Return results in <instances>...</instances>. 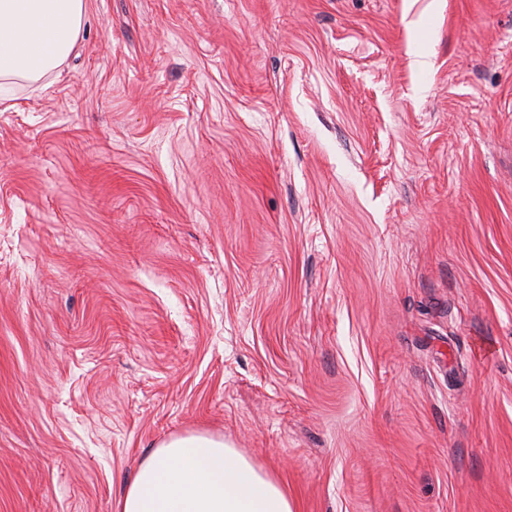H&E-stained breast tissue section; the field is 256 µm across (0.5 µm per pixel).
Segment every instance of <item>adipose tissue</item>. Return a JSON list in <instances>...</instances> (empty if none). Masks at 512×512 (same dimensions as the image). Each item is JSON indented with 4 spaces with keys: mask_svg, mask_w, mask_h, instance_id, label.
I'll return each instance as SVG.
<instances>
[{
    "mask_svg": "<svg viewBox=\"0 0 512 512\" xmlns=\"http://www.w3.org/2000/svg\"><path fill=\"white\" fill-rule=\"evenodd\" d=\"M85 0H0V80L37 81L69 55ZM120 512H294L287 491L208 434L161 441L140 463Z\"/></svg>",
    "mask_w": 512,
    "mask_h": 512,
    "instance_id": "obj_1",
    "label": "adipose tissue"
}]
</instances>
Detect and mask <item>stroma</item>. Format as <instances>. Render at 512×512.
Here are the masks:
<instances>
[{
	"label": "stroma",
	"instance_id": "obj_1",
	"mask_svg": "<svg viewBox=\"0 0 512 512\" xmlns=\"http://www.w3.org/2000/svg\"><path fill=\"white\" fill-rule=\"evenodd\" d=\"M199 432L295 512H512V0H87L0 86V512Z\"/></svg>",
	"mask_w": 512,
	"mask_h": 512
}]
</instances>
